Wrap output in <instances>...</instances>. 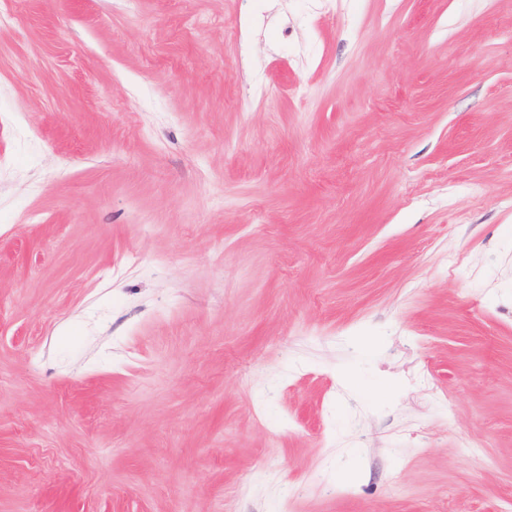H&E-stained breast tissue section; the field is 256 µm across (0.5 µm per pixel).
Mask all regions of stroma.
Here are the masks:
<instances>
[{
  "label": "stroma",
  "mask_w": 512,
  "mask_h": 512,
  "mask_svg": "<svg viewBox=\"0 0 512 512\" xmlns=\"http://www.w3.org/2000/svg\"><path fill=\"white\" fill-rule=\"evenodd\" d=\"M509 500L512 0H0V512Z\"/></svg>",
  "instance_id": "1"
}]
</instances>
